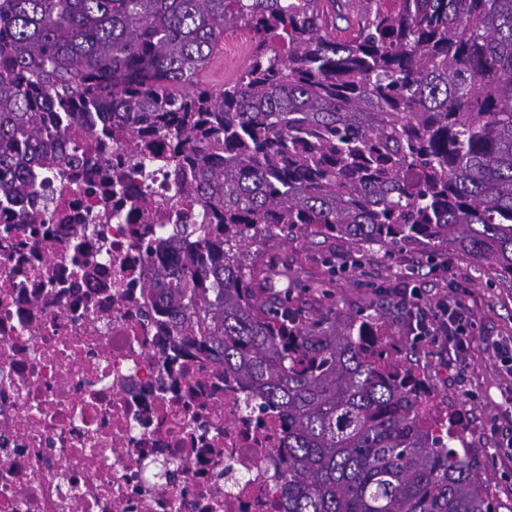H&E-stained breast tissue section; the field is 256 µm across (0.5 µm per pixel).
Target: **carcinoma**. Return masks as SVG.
<instances>
[{"label":"carcinoma","mask_w":512,"mask_h":512,"mask_svg":"<svg viewBox=\"0 0 512 512\" xmlns=\"http://www.w3.org/2000/svg\"><path fill=\"white\" fill-rule=\"evenodd\" d=\"M347 2L0 0V205L102 164L94 140L129 147L146 181L171 168L194 217L141 241L180 251L148 315L279 419L285 512H499L380 314L309 323L252 288L251 248L301 227L447 250L512 282V0H366L338 36L329 7ZM237 27L247 68L218 92L196 83ZM76 125L88 143L59 150Z\"/></svg>","instance_id":"1"}]
</instances>
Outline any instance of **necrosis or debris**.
Listing matches in <instances>:
<instances>
[{
  "label": "necrosis or debris",
  "instance_id": "necrosis-or-debris-1",
  "mask_svg": "<svg viewBox=\"0 0 512 512\" xmlns=\"http://www.w3.org/2000/svg\"><path fill=\"white\" fill-rule=\"evenodd\" d=\"M35 186L49 223L0 209V512H274L278 423L141 315L178 252L139 248L166 227L140 180L114 217L96 168Z\"/></svg>",
  "mask_w": 512,
  "mask_h": 512
}]
</instances>
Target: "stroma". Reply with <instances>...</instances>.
I'll return each mask as SVG.
<instances>
[{
	"label": "stroma",
	"instance_id": "35a3bbf8",
	"mask_svg": "<svg viewBox=\"0 0 512 512\" xmlns=\"http://www.w3.org/2000/svg\"><path fill=\"white\" fill-rule=\"evenodd\" d=\"M249 41L245 29L226 35L223 59H212L199 82L223 89L247 64ZM256 267L259 298L275 300L282 312L304 320L381 311L391 345L426 381L436 411L454 417L466 446L483 463L485 480L505 512H512V283H488L477 264L458 254L434 257L418 245L365 252L350 240L309 229L266 240ZM409 271L422 304L448 297L467 305L471 341L464 352L411 335L387 295Z\"/></svg>",
	"mask_w": 512,
	"mask_h": 512
}]
</instances>
